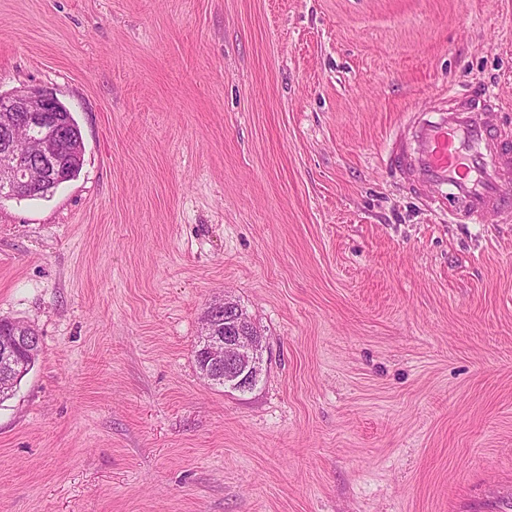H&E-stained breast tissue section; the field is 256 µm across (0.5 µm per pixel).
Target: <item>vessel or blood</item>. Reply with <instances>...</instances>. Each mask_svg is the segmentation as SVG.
Here are the masks:
<instances>
[{"instance_id": "vessel-or-blood-1", "label": "vessel or blood", "mask_w": 512, "mask_h": 512, "mask_svg": "<svg viewBox=\"0 0 512 512\" xmlns=\"http://www.w3.org/2000/svg\"><path fill=\"white\" fill-rule=\"evenodd\" d=\"M486 92L451 94L410 113L386 156V168L459 224L512 216V125H497Z\"/></svg>"}]
</instances>
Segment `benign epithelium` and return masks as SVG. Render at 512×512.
Returning a JSON list of instances; mask_svg holds the SVG:
<instances>
[{"label": "benign epithelium", "mask_w": 512, "mask_h": 512, "mask_svg": "<svg viewBox=\"0 0 512 512\" xmlns=\"http://www.w3.org/2000/svg\"><path fill=\"white\" fill-rule=\"evenodd\" d=\"M0 196L26 198L42 193L59 177L65 162L82 161V140L67 139V108L53 93L24 88L0 99ZM40 344L31 326L10 322L0 336V373H18L17 352ZM263 337L237 303L210 306L202 339L201 374L214 385L245 391L263 372Z\"/></svg>", "instance_id": "obj_1"}]
</instances>
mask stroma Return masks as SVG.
Masks as SVG:
<instances>
[{"instance_id":"obj_1","label":"stroma","mask_w":512,"mask_h":512,"mask_svg":"<svg viewBox=\"0 0 512 512\" xmlns=\"http://www.w3.org/2000/svg\"><path fill=\"white\" fill-rule=\"evenodd\" d=\"M23 87L84 156L0 200V317L41 338L0 512H512V223L380 162L450 92L512 122V0H0ZM226 297L244 393L194 358ZM202 339L201 374L224 389L246 391L263 372V337L237 303L224 298L210 306ZM221 383V384H220Z\"/></svg>"}]
</instances>
